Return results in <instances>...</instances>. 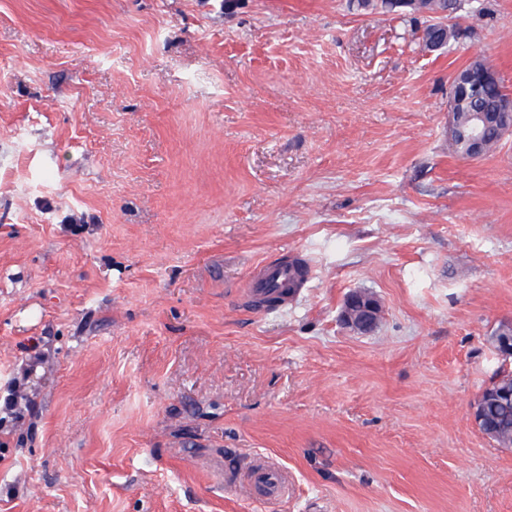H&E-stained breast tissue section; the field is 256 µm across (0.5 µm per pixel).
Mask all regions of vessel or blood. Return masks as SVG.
I'll return each instance as SVG.
<instances>
[{"instance_id":"obj_1","label":"vessel or blood","mask_w":512,"mask_h":512,"mask_svg":"<svg viewBox=\"0 0 512 512\" xmlns=\"http://www.w3.org/2000/svg\"><path fill=\"white\" fill-rule=\"evenodd\" d=\"M305 263L303 255L298 254L289 263L266 260L257 264L245 285L248 307L264 311L272 301L281 307L287 305L306 284L305 279L296 278L293 267ZM245 490L256 501H278L288 493V476L278 465L261 458L251 467Z\"/></svg>"}]
</instances>
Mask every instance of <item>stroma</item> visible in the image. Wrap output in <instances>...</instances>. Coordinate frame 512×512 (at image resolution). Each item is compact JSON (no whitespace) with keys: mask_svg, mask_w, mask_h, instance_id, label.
I'll list each match as a JSON object with an SVG mask.
<instances>
[{"mask_svg":"<svg viewBox=\"0 0 512 512\" xmlns=\"http://www.w3.org/2000/svg\"><path fill=\"white\" fill-rule=\"evenodd\" d=\"M460 3L430 51L348 0H0V512H512L470 417L512 371V133L448 143L473 57L512 96V0ZM296 252L301 294L244 306ZM288 263H295L302 267L303 277L297 278L294 270ZM309 264L303 255L297 253L290 262L266 260L257 264L248 277L245 288L248 300L245 304L258 311L270 308L267 303H277L278 307L288 304V299L298 294L307 283ZM288 280H293V287L288 290ZM275 299V302H270ZM380 314L381 305L374 295L355 290L347 296V306L342 311V318L351 328L366 334L375 328ZM244 488L250 498L261 503L278 501L288 493V476L275 463L259 458L252 465Z\"/></svg>","mask_w":512,"mask_h":512,"instance_id":"stroma-1","label":"stroma"}]
</instances>
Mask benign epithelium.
I'll list each match as a JSON object with an SVG mask.
<instances>
[{
  "instance_id": "benign-epithelium-1",
  "label": "benign epithelium",
  "mask_w": 512,
  "mask_h": 512,
  "mask_svg": "<svg viewBox=\"0 0 512 512\" xmlns=\"http://www.w3.org/2000/svg\"><path fill=\"white\" fill-rule=\"evenodd\" d=\"M498 77L493 68L486 62L478 67H469L456 71L451 79V93L448 107V140L454 152L465 159H478L485 155V133L490 128L505 136L512 131V99H502L496 112H473L462 124L461 113L458 112L456 89L460 85L477 87ZM381 314V305L377 298L365 291L355 290L347 296V306L342 311L344 322L363 334L371 332Z\"/></svg>"
}]
</instances>
